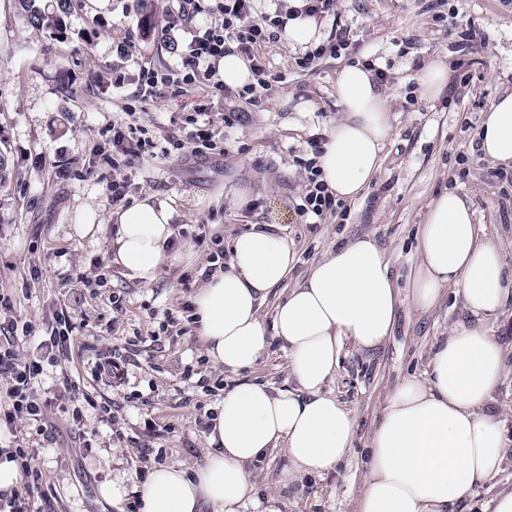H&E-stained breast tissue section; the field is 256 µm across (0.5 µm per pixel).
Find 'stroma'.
<instances>
[{
  "mask_svg": "<svg viewBox=\"0 0 512 512\" xmlns=\"http://www.w3.org/2000/svg\"><path fill=\"white\" fill-rule=\"evenodd\" d=\"M153 10L155 28L142 36L135 19ZM474 27L483 37L463 46L447 17ZM217 0H195L176 28H169L165 0H73L58 38L34 27L19 0H0V152L10 176L0 188V293L13 312L4 321H29L49 335L60 310L80 328L67 350L45 363L40 398L52 397L63 380L79 382L95 407L85 408L71 428L57 407L36 434L27 423L0 440L38 449L37 465L53 494L41 512H128L150 471L160 464H202L219 392L198 387L199 378L232 388L246 377L274 389L291 386L286 352L272 341L252 370L238 376L207 362L195 325L184 309L202 282L199 272L215 247L254 224L270 225L293 243L298 262L265 299L274 308L312 264L347 240L369 236L386 251L399 283H406L425 206L452 188L469 199L480 228L500 243L512 267V201L502 199L494 166L473 142L497 97L512 91V4L506 0H335L333 13L317 21L319 39L350 43L308 69L296 65L302 47L285 36L259 50L278 75L260 106L243 103L235 90L206 98L195 90L151 89L142 69L168 73L180 63L193 35L220 21ZM170 37H163V29ZM455 64L442 98L412 97L420 71L433 57ZM370 59L389 71L384 90L395 114L381 172L356 200L323 224H306L296 213L304 190L303 160L310 136L327 133L339 116L336 75L351 60ZM312 100L316 111L294 104ZM204 108L211 121L210 154L165 156L161 152L121 162L111 169L112 125L125 123L162 139L184 138L185 120ZM239 111L233 127L225 113ZM115 172L130 200L153 194L169 200L175 215L174 245L191 244V262L162 270L145 285L112 261L119 205L99 172ZM94 224L83 235L81 225ZM106 275L107 283L87 288ZM123 301L114 309L113 297ZM461 299L448 297L434 311L402 307L392 334L372 353L345 345L327 389L356 416L353 448L337 470L306 476L281 488L288 466L280 452L253 470L258 500L281 498V512H355V496L367 463V440L378 426L388 394L404 378L424 375L433 347L449 329L467 320ZM511 351L508 370L491 407L512 441V304L491 321ZM120 364L121 377L96 379L95 361ZM111 423L101 420L102 406ZM123 481L122 500L102 498L101 487Z\"/></svg>",
  "mask_w": 512,
  "mask_h": 512,
  "instance_id": "obj_1",
  "label": "stroma"
}]
</instances>
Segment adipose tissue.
Wrapping results in <instances>:
<instances>
[{"mask_svg": "<svg viewBox=\"0 0 512 512\" xmlns=\"http://www.w3.org/2000/svg\"><path fill=\"white\" fill-rule=\"evenodd\" d=\"M336 104L341 116L318 166L337 199L353 200L380 172L392 112L373 71L359 63L338 72ZM478 141L485 157L512 165V92L487 112ZM174 213L153 195L120 211L113 262L149 285L163 267L190 256L189 246L170 248ZM415 252L403 291L377 243L353 240L318 261L268 324L259 304L294 266V247L262 224L235 237L228 269L213 271L192 299L197 334L208 358L232 372L254 368L270 338H278L294 385L274 390L245 381L226 391L204 464L153 469L140 491V512H237L255 499L254 464L277 449L292 464L281 485L335 469L355 436L352 412L325 390L344 345L381 346L403 304L431 310L452 287L471 319L435 344L424 376L406 378L388 397L368 442L356 512H458L476 486L494 481L512 451L485 410L505 373V347L485 323L512 298V272L453 189L429 204Z\"/></svg>", "mask_w": 512, "mask_h": 512, "instance_id": "adipose-tissue-1", "label": "adipose tissue"}]
</instances>
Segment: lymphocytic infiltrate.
Here are the masks:
<instances>
[{
    "instance_id": "1",
    "label": "lymphocytic infiltrate",
    "mask_w": 512,
    "mask_h": 512,
    "mask_svg": "<svg viewBox=\"0 0 512 512\" xmlns=\"http://www.w3.org/2000/svg\"><path fill=\"white\" fill-rule=\"evenodd\" d=\"M253 2L219 0L217 9L221 22L210 24L192 37L181 56L178 75H161L148 69L142 73L145 84L154 88L181 82L197 86L206 95L223 92L224 85L215 80L210 63L232 52L249 61L256 78L255 83L240 90L239 95L249 104H257L270 86L259 47L274 40L277 30L285 28L289 20L303 15L315 18L330 12L335 0H301L300 6L283 12L278 10L258 20L252 16ZM322 142L319 135L310 139L311 156L303 163L305 190L296 211L308 224L325 223L338 208L334 194L320 180L317 158L323 151ZM44 360V354L25 357L13 343L0 341V428L10 430L16 423L26 421L35 424L39 431H46L47 403L36 394ZM38 454V449L17 445L0 448V459L15 463L20 477L19 487L0 491V512H38L35 503L46 494L43 473L36 465Z\"/></svg>"
}]
</instances>
